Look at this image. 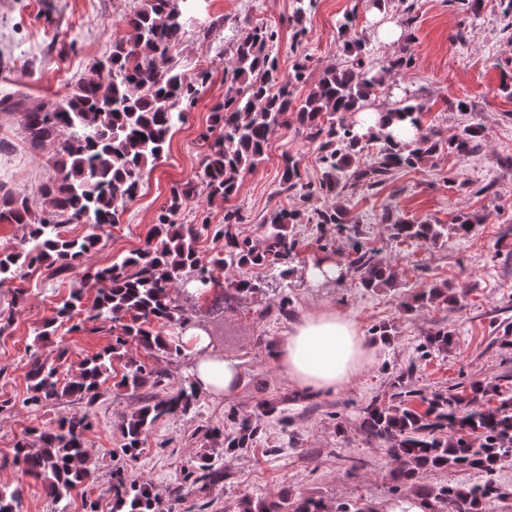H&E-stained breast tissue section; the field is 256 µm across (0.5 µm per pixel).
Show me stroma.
<instances>
[{
    "mask_svg": "<svg viewBox=\"0 0 512 512\" xmlns=\"http://www.w3.org/2000/svg\"><path fill=\"white\" fill-rule=\"evenodd\" d=\"M139 5L140 0H0V96L23 93L32 102L64 98L78 79L90 76L92 63L114 38L130 36L125 19ZM406 6V0H391L395 20L411 38L413 61L376 99V107L407 93L418 95L426 106L424 126L449 137L470 123H481L483 146L463 159L440 154L419 168L397 172L382 189L360 187L347 195L345 205L361 240L378 249L380 259L396 271L394 285L359 287L349 264V241L333 230L320 232L303 224L299 231L304 246L289 280L274 270L264 272L260 292L225 306L220 315L204 299L186 301L192 321H222L224 353L238 360L241 382L228 397L201 394L189 411L160 419L149 430L130 475L159 496L175 492V512H237L242 497H264L284 488L333 505L361 499L377 512H387L396 463L384 450L364 446L358 432L361 406L374 396H389L408 367L413 387L428 394L460 381L512 388V336L505 328L512 323V235L503 233L512 221V168L504 164L512 156V99L499 91L503 75L512 74V35L504 29L508 16L501 0H483L475 15L459 9L458 0H419L411 15ZM292 11L293 0H200L190 32L172 61L186 76L207 67L211 77L186 122L173 129L162 158L146 169L141 191L119 224L98 228L99 242L88 253L87 265L105 267L144 246L171 187L200 180V136L210 124L213 106L224 99L237 20L246 17L275 29L281 73L291 72L302 59L312 82L342 60L343 39L365 38L381 64L400 52L399 44L379 41L369 0H318L299 41L289 23ZM459 99L466 101L467 111H457ZM0 139L13 145L0 155V185L26 194L32 212L40 213L38 187L54 174L50 154L27 148L18 112H0ZM285 154L295 157L306 180L320 181L323 168L316 144L297 127H279L270 135L263 159L242 177L236 197L228 202L197 197L182 211L181 222L197 224L205 218L213 225L223 223L224 209L231 205L246 217L237 227L240 236L262 242L263 221L271 211L301 205L298 195L280 181ZM481 185L486 188L482 194L477 191ZM387 211L443 224L447 230L434 245L400 243L380 221ZM461 213L478 219L465 238L449 230ZM322 261L336 264L342 277L303 279L304 270ZM435 284L457 294L455 309L439 302L414 306V297ZM76 286L74 278L53 276L46 265L33 276L0 285V316L8 320L0 329V402L7 404L0 410V486H21L20 512H82L80 492L54 502L40 482L24 477L10 463L14 444L30 428L55 425L75 408L67 400L39 409L24 406L32 357L54 364L59 377L67 380L87 357L112 341L109 324L101 322L75 331L63 325L54 342L37 341L45 321ZM284 297L290 300L285 313L279 309ZM319 310L348 314L368 337L373 359L351 387L302 400L273 351L303 314ZM381 325L389 327L390 343L372 340L373 328ZM440 327L453 333L448 353L418 358L423 337ZM60 347L65 355H57ZM122 371L121 364H114L87 434L88 465L96 475L89 495L97 500L99 512H112L110 473L112 451L122 443L120 416L138 405V393L119 385ZM275 400L281 403V416L260 415V404ZM234 413L257 416L258 434L248 447L223 457L222 482L199 491L188 475L190 462L207 446L206 429L229 426ZM346 457L364 458L367 465L347 474L342 465Z\"/></svg>",
    "mask_w": 512,
    "mask_h": 512,
    "instance_id": "stroma-1",
    "label": "stroma"
}]
</instances>
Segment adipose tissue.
Here are the masks:
<instances>
[{"mask_svg": "<svg viewBox=\"0 0 512 512\" xmlns=\"http://www.w3.org/2000/svg\"><path fill=\"white\" fill-rule=\"evenodd\" d=\"M180 341L196 356L192 371L196 387L214 396H229L237 390L238 360L206 355L209 338L199 329L186 331ZM274 358L299 387L333 392L350 384L371 353L351 317L329 310L305 314L278 342Z\"/></svg>", "mask_w": 512, "mask_h": 512, "instance_id": "1", "label": "adipose tissue"}]
</instances>
